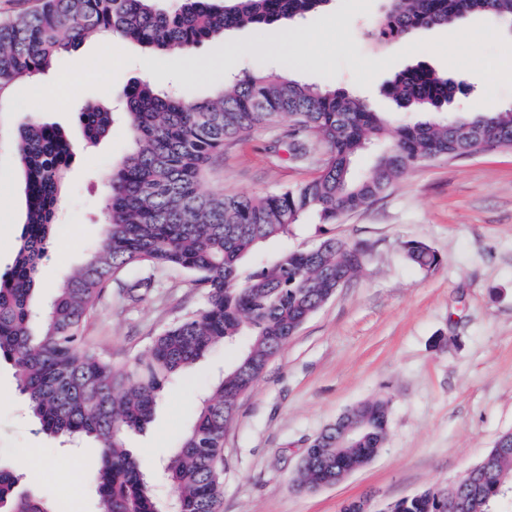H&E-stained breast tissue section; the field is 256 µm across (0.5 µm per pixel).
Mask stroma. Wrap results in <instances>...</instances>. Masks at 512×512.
Listing matches in <instances>:
<instances>
[{
	"label": "stroma",
	"instance_id": "obj_1",
	"mask_svg": "<svg viewBox=\"0 0 512 512\" xmlns=\"http://www.w3.org/2000/svg\"><path fill=\"white\" fill-rule=\"evenodd\" d=\"M383 13L384 0H333L284 28L228 31L195 48L200 69L192 75L179 54L160 55L150 75L140 67L137 44L114 42L104 50L89 38L60 54L41 79L18 82L0 108V122L10 128L35 116L60 127L78 147L39 266L37 303L49 302L104 234L105 189L96 176L135 148L122 112L133 82L205 97L230 75L277 72L362 94L375 111L397 118L400 110L382 89L397 72L424 62L470 88L449 104L448 115L512 103L511 74L486 78L490 65L512 54V29L473 15L458 22L453 39L432 27L379 44L369 32ZM50 88L58 106L46 112L40 99ZM90 101L113 110L111 135L94 144L85 143L77 118ZM274 140L273 132L257 130L226 143L207 167L203 191L265 194L316 175V141L308 143V159L297 160ZM0 193L6 199L0 205L2 275L13 264L26 218L6 138L0 140ZM327 237L366 244L368 261L299 328L241 400L224 437V512H341L346 501L365 494L379 508L427 487L452 486L500 435L512 432V151L423 162L367 209L336 224L305 219L264 253L310 248ZM408 240L431 246L441 265L432 272L414 267L402 249ZM202 305L190 275L172 269L143 300L106 299L88 332L99 352L130 363L165 326ZM235 355L232 346L210 351L164 388L144 430L127 433L126 445L159 498L170 494L166 460ZM380 396L391 399L383 448L335 485L296 489L310 442L347 409ZM33 452L38 463L20 466ZM99 454L92 443L63 444L39 431L12 362L0 358V461L14 465L20 488L66 504L68 512H98L90 474Z\"/></svg>",
	"mask_w": 512,
	"mask_h": 512
}]
</instances>
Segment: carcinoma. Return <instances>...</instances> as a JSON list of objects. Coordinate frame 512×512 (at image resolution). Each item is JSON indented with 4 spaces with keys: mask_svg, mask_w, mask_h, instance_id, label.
<instances>
[{
    "mask_svg": "<svg viewBox=\"0 0 512 512\" xmlns=\"http://www.w3.org/2000/svg\"><path fill=\"white\" fill-rule=\"evenodd\" d=\"M222 2L179 0L167 12L154 0H42L35 10L1 18L0 103L14 84L49 70L60 53L93 34L156 52L190 51L228 28L299 19L330 0ZM473 14L512 23V0H388L372 35L383 42ZM456 88L423 64L402 71L385 93L404 111L433 118L395 121L371 110L359 95L273 73L226 80L206 99L146 83L131 86L124 114L137 148L101 177L104 237L44 312L34 304L38 265L74 149L58 128L34 116L18 126L14 151L27 218L11 273L0 279V357L13 362L41 431L100 444L99 512H161L162 501L126 448L125 435L151 421L171 377L215 346L243 337L245 345L202 400L167 466L178 512H222L224 435L241 399L298 328L362 270L367 249L330 237L310 250L282 251L254 270L244 268L243 259L292 234L306 216L339 223L423 161L512 150V105L447 117ZM79 120L91 143L112 131L109 107L87 104ZM285 122L294 151L309 138L323 149L316 176L267 194L201 190L205 166L225 142ZM368 150L374 151L372 166L354 173V160ZM403 250L421 271L440 265L422 241H406ZM132 268L188 272L202 290L204 306L165 327L145 357L114 363L96 351L86 330L112 282ZM152 286V276H144L129 285L126 297L140 300ZM389 409L390 400L382 397L344 412L307 448L296 486L333 484L373 457L385 442ZM17 484L15 470L0 465V498L8 512H56L44 497L21 492ZM454 491L468 499V512H493L497 500L512 494V432L499 436L463 485L423 489L387 503L384 512H448Z\"/></svg>",
    "mask_w": 512,
    "mask_h": 512,
    "instance_id": "1",
    "label": "carcinoma"
}]
</instances>
